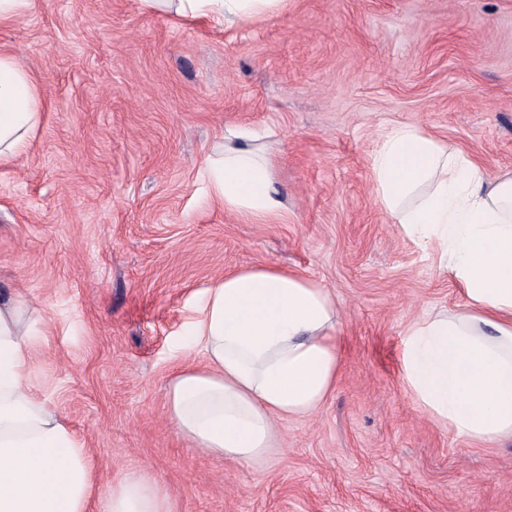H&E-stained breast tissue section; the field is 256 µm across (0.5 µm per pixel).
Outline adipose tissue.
Listing matches in <instances>:
<instances>
[{
  "instance_id": "1",
  "label": "adipose tissue",
  "mask_w": 512,
  "mask_h": 512,
  "mask_svg": "<svg viewBox=\"0 0 512 512\" xmlns=\"http://www.w3.org/2000/svg\"><path fill=\"white\" fill-rule=\"evenodd\" d=\"M285 0H139L144 12L245 24ZM42 120L36 84L0 54V165L24 155ZM256 136L228 131L201 177L211 199L258 219L284 209ZM382 211L461 286L462 309L414 321L402 353L416 402L458 436L512 438V176L491 179L470 154L415 125L380 136L370 155ZM28 301L0 299V512H176L142 473L97 486L89 450L28 381L34 323ZM336 301L305 275L260 263L224 275L191 336L207 364L171 377L167 415L190 447L245 462L270 448L275 421L314 413L340 367Z\"/></svg>"
}]
</instances>
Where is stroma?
Wrapping results in <instances>:
<instances>
[{"label": "stroma", "instance_id": "stroma-1", "mask_svg": "<svg viewBox=\"0 0 512 512\" xmlns=\"http://www.w3.org/2000/svg\"><path fill=\"white\" fill-rule=\"evenodd\" d=\"M0 53L42 122L0 166V295L39 320L29 377L93 454L101 488L147 473L177 512H512V440L435 422L401 376L419 318L461 290L387 223L370 153L415 124L512 175V0H288L247 25L138 0H31ZM260 132L281 218L224 210L199 172L228 129ZM295 269L336 299L341 369L248 463L189 447L165 390L224 272Z\"/></svg>", "mask_w": 512, "mask_h": 512}]
</instances>
